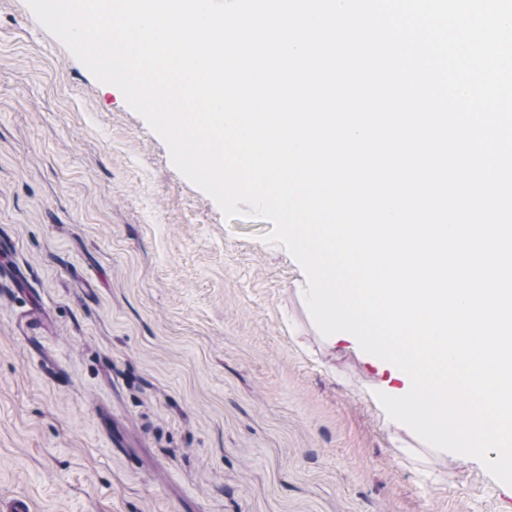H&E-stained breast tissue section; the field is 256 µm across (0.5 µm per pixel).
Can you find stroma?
<instances>
[{"label": "stroma", "mask_w": 512, "mask_h": 512, "mask_svg": "<svg viewBox=\"0 0 512 512\" xmlns=\"http://www.w3.org/2000/svg\"><path fill=\"white\" fill-rule=\"evenodd\" d=\"M272 228L226 218L0 0V508L512 512L480 460L388 417L389 372L322 340Z\"/></svg>", "instance_id": "stroma-1"}]
</instances>
